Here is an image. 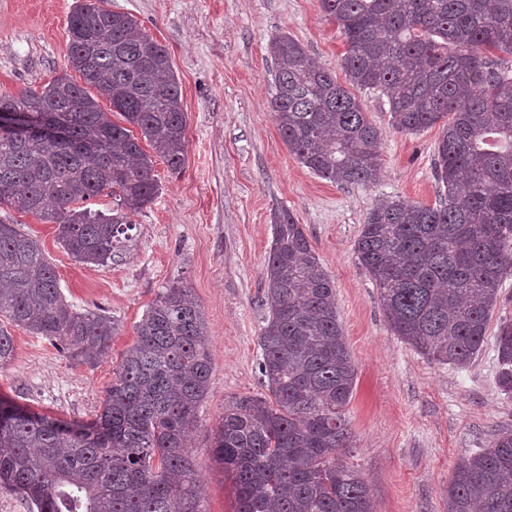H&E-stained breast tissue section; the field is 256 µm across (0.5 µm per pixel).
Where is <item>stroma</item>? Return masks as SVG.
<instances>
[{
  "label": "stroma",
  "mask_w": 512,
  "mask_h": 512,
  "mask_svg": "<svg viewBox=\"0 0 512 512\" xmlns=\"http://www.w3.org/2000/svg\"><path fill=\"white\" fill-rule=\"evenodd\" d=\"M78 0H0V95L41 89L68 72V18ZM133 14L171 54L182 90L188 148L184 169L156 161L159 193L131 215L129 251L109 266L79 263L55 227L0 205V221L40 240L59 286L78 310L104 311L116 327L94 365L8 326L15 356L0 368V398L68 422L101 410L134 327L170 285L190 288L209 331L212 374L190 436L207 512H234L232 481L210 436L231 397L261 393L258 336L268 313L264 270L275 213L289 211L336 286L339 320L358 367L345 461L365 478L374 512H447L455 465L512 428V394L496 383L497 356L484 345L467 366L428 361L391 331L376 284L354 244L381 200L435 204L433 159L441 134L392 125L386 96L353 94L381 134L382 174L340 186L305 167L283 142L268 103L270 40L285 33L346 83L345 39L318 0H106Z\"/></svg>",
  "instance_id": "1"
}]
</instances>
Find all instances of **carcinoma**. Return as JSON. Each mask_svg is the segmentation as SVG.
I'll list each match as a JSON object with an SVG mask.
<instances>
[{"label":"carcinoma","mask_w":512,"mask_h":512,"mask_svg":"<svg viewBox=\"0 0 512 512\" xmlns=\"http://www.w3.org/2000/svg\"><path fill=\"white\" fill-rule=\"evenodd\" d=\"M347 51L350 84L386 95L396 129L436 125L438 203H378L355 243L391 330L437 364L465 366L483 348L512 271V0H319ZM67 73L0 106L62 108V136L0 133V205L57 226L80 263L128 250L129 215L155 199L153 156L173 174L187 154L181 92L166 47L132 15L78 4L68 20ZM269 107L289 151L341 186L380 178L378 128L336 76L294 37L269 45ZM95 89L96 94L89 93ZM110 104L103 110L101 100ZM120 121L112 120V115ZM140 135H135L134 130ZM146 141L155 155L148 154ZM108 193L112 214L80 204ZM0 317L92 365L115 325L67 301L37 239L0 222ZM260 328L261 395L224 402L211 448L231 474L235 512H373L367 483L341 460L358 370L336 311L334 283L304 227L276 216ZM89 423L0 400V488L36 512H207L187 434L212 373L207 326L190 289H165L134 327ZM497 384L512 393V321L493 337ZM14 357L0 327V366ZM448 512H512V429L462 460Z\"/></svg>","instance_id":"cac0c4a2"}]
</instances>
